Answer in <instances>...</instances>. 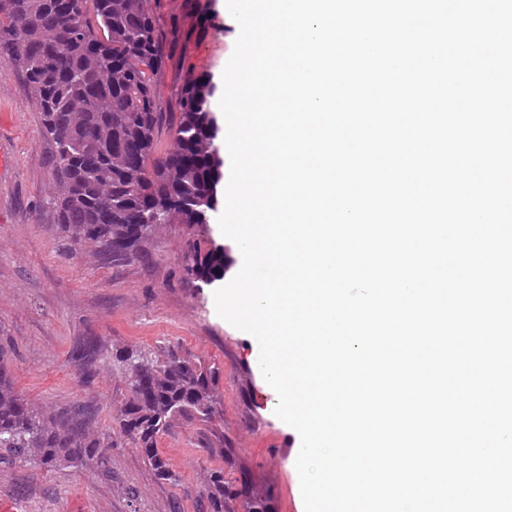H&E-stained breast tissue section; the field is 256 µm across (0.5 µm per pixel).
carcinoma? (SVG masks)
Masks as SVG:
<instances>
[{
    "instance_id": "cac0c4a2",
    "label": "carcinoma",
    "mask_w": 512,
    "mask_h": 512,
    "mask_svg": "<svg viewBox=\"0 0 512 512\" xmlns=\"http://www.w3.org/2000/svg\"><path fill=\"white\" fill-rule=\"evenodd\" d=\"M0 56L23 72L43 126L56 149L58 224L76 244H90L105 260L141 252L161 224H185L195 288L224 278V247L204 238L218 203L219 154L206 78L191 75L181 90L182 111L165 112L156 95L164 65L163 35L151 0H0ZM170 144L159 150L162 134ZM98 342L87 340L74 358L94 376ZM129 399L120 434L141 449L155 476L172 479L156 452V438L176 419L208 422L215 410V371L178 347L118 356ZM79 406L41 415L18 394L0 351V449L13 461L44 467L102 466L101 443L89 438ZM210 512H229L241 499L258 512L246 484L211 474Z\"/></svg>"
}]
</instances>
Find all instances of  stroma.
<instances>
[{
  "label": "stroma",
  "instance_id": "obj_1",
  "mask_svg": "<svg viewBox=\"0 0 512 512\" xmlns=\"http://www.w3.org/2000/svg\"><path fill=\"white\" fill-rule=\"evenodd\" d=\"M166 44L156 79L165 111L179 109L189 75L215 91L239 35L221 0H155ZM0 143L15 166L0 177V345L14 387L34 409L89 408L90 434L104 443L98 469L0 462V507L11 512H202L213 470L247 481L265 512H304L295 466L300 436L274 413L277 395L259 367L255 338L222 319L214 290L184 280L189 236L163 225L147 243L148 259L109 265L86 244H72L56 222L54 146L21 70L0 59ZM98 337L92 379L72 351ZM180 346L216 372L211 422L174 421L156 441L176 476L156 479L140 449L113 426L128 400L116 360L125 350Z\"/></svg>",
  "mask_w": 512,
  "mask_h": 512
}]
</instances>
